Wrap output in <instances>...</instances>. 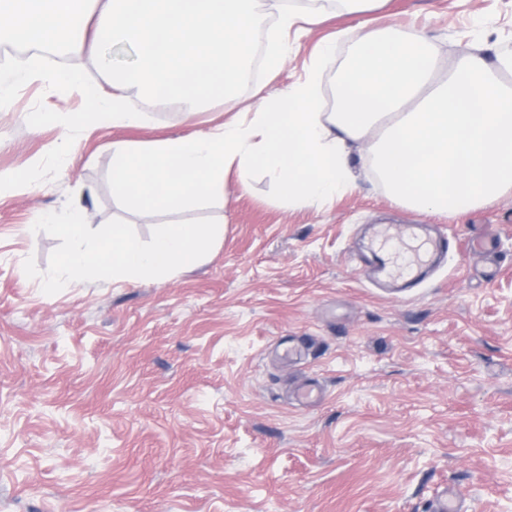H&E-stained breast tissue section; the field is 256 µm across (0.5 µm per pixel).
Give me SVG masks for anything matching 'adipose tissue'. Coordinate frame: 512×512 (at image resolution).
<instances>
[{
  "instance_id": "adipose-tissue-1",
  "label": "adipose tissue",
  "mask_w": 512,
  "mask_h": 512,
  "mask_svg": "<svg viewBox=\"0 0 512 512\" xmlns=\"http://www.w3.org/2000/svg\"><path fill=\"white\" fill-rule=\"evenodd\" d=\"M261 0H0V40L65 52L115 71L101 94L82 69L24 71L60 94L78 91L115 128L141 124L126 93L176 99L193 112L219 98L232 119L208 132L143 145H112V192L142 212L177 211L224 195L236 171L277 183L283 207L323 204L354 186L347 148L357 144L392 201L416 211L456 213L512 191V52L487 63L460 57L437 76L429 40L384 28L359 30L337 85L336 111L321 109L317 75L279 96L257 94L255 112L233 94L266 24ZM136 59L115 69L112 49Z\"/></svg>"
}]
</instances>
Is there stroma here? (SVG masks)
Wrapping results in <instances>:
<instances>
[{
	"label": "stroma",
	"mask_w": 512,
	"mask_h": 512,
	"mask_svg": "<svg viewBox=\"0 0 512 512\" xmlns=\"http://www.w3.org/2000/svg\"><path fill=\"white\" fill-rule=\"evenodd\" d=\"M425 34L439 71L481 39L512 51V0H372L352 13L324 0L288 36L275 73L240 84L243 104L277 96L318 64L323 109L360 26ZM332 42L319 55L323 42ZM142 125L91 117L83 94L30 80L0 109V512H512V193L461 215L396 205L359 149L355 187L332 203L286 209L254 170L223 200L170 215L112 196V144L205 131L219 100L189 113L132 89ZM41 112H79L72 160ZM73 201L90 228L119 218L149 241L170 220L211 217L224 237L168 280L69 283L44 294L59 241L31 230ZM379 224L448 236L417 287L374 275ZM494 253H470L473 227Z\"/></svg>",
	"instance_id": "stroma-1"
}]
</instances>
